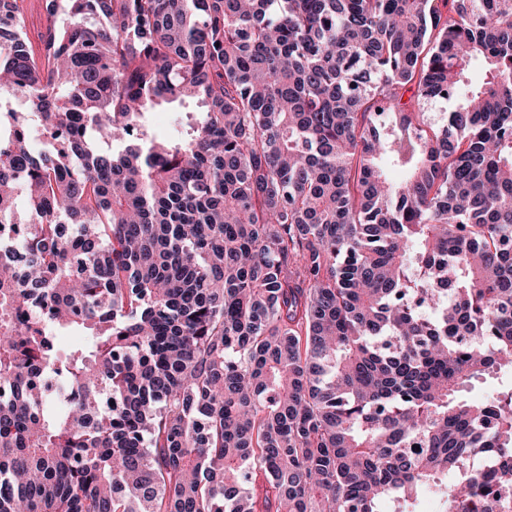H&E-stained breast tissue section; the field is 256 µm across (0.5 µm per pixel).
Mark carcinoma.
<instances>
[{
  "label": "carcinoma",
  "instance_id": "carcinoma-1",
  "mask_svg": "<svg viewBox=\"0 0 512 512\" xmlns=\"http://www.w3.org/2000/svg\"><path fill=\"white\" fill-rule=\"evenodd\" d=\"M63 2L0 0V512H512V0ZM20 8L25 21L28 37L36 50L41 46L42 37L47 31V15L43 0H20ZM194 109L195 106L190 104L187 108L175 106L163 109L164 112H151L149 122L156 131L167 135H174L186 128V115L189 111H194Z\"/></svg>",
  "mask_w": 512,
  "mask_h": 512
}]
</instances>
